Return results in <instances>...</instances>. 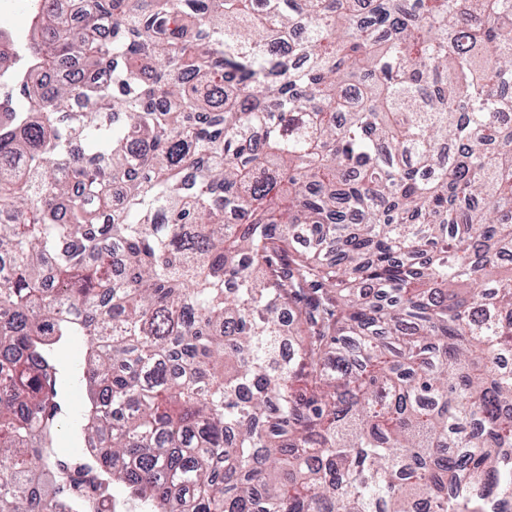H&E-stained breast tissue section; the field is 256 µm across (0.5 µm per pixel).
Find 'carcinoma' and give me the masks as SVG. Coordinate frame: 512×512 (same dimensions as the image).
<instances>
[{
    "label": "carcinoma",
    "instance_id": "obj_1",
    "mask_svg": "<svg viewBox=\"0 0 512 512\" xmlns=\"http://www.w3.org/2000/svg\"><path fill=\"white\" fill-rule=\"evenodd\" d=\"M28 2L0 512H512V0Z\"/></svg>",
    "mask_w": 512,
    "mask_h": 512
}]
</instances>
